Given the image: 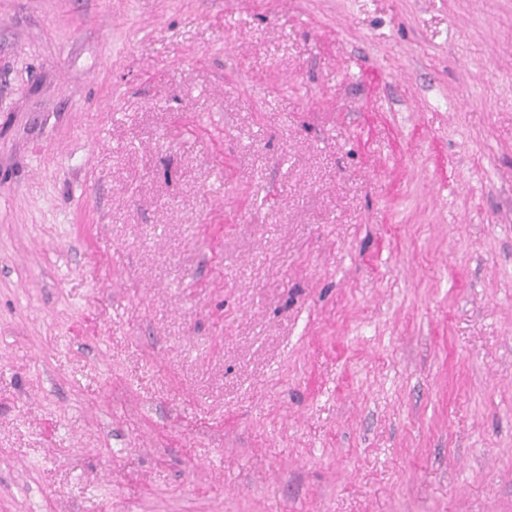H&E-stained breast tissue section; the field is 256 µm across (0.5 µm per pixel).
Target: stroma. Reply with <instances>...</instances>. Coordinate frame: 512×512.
Here are the masks:
<instances>
[{"instance_id": "35a3bbf8", "label": "stroma", "mask_w": 512, "mask_h": 512, "mask_svg": "<svg viewBox=\"0 0 512 512\" xmlns=\"http://www.w3.org/2000/svg\"><path fill=\"white\" fill-rule=\"evenodd\" d=\"M0 512H512V0H0Z\"/></svg>"}]
</instances>
